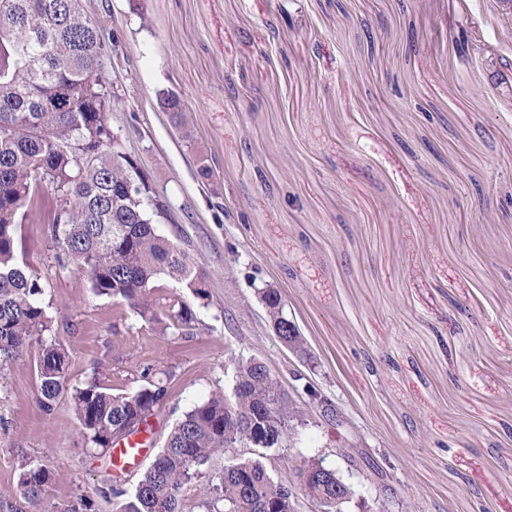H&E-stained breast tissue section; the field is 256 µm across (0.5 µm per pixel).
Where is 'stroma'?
<instances>
[{"label": "stroma", "mask_w": 512, "mask_h": 512, "mask_svg": "<svg viewBox=\"0 0 512 512\" xmlns=\"http://www.w3.org/2000/svg\"><path fill=\"white\" fill-rule=\"evenodd\" d=\"M110 34L108 116L171 211L159 231L208 275L186 334L165 336L77 273H55L46 224L28 263L69 325V381L97 363L114 392L169 379L150 422L172 425L235 364L266 362L305 413L261 456L275 482L316 456L353 484L347 512H512V16L497 0H82ZM177 93L187 126L158 106ZM214 170L197 176L199 159ZM276 288L308 349L275 336ZM322 390L349 424L305 404ZM32 364L0 389V495L14 460L48 463L54 502L93 494L105 469L66 404L36 406Z\"/></svg>", "instance_id": "stroma-1"}]
</instances>
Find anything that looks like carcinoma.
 <instances>
[{
    "label": "carcinoma",
    "instance_id": "carcinoma-1",
    "mask_svg": "<svg viewBox=\"0 0 512 512\" xmlns=\"http://www.w3.org/2000/svg\"><path fill=\"white\" fill-rule=\"evenodd\" d=\"M102 50V31L84 16L80 0H0V388L11 365L36 356L39 412L50 416L66 402L85 447L110 458L114 433L166 402L168 386L148 378L132 391L113 393L97 371L83 385L70 384L71 348L57 337L46 276L25 259L22 226L32 221L44 195H53L55 206L44 223L57 266L80 273L94 296L128 306L163 334L185 331L193 313L179 297L158 294L160 281L203 299L208 276L159 233L168 204L150 179H139L135 192L125 190L136 173L112 146ZM158 103L174 126H184L178 95L164 92ZM261 301L271 323L280 326L279 291L262 289ZM277 337L304 352L297 326ZM235 371L234 404L215 391L185 412L132 487L106 474L97 498L81 494L59 505L48 498L51 469L23 454L16 460L18 497H1L0 512H98V498L112 512H183L184 488L212 469L216 454L237 446L276 448L297 418L296 411H282L278 382L256 359L239 361ZM262 410L271 420L259 433L250 419ZM299 488L317 512H343L354 496L350 484L315 458L301 469ZM200 505L204 512H293L288 491L258 458L215 473Z\"/></svg>",
    "mask_w": 512,
    "mask_h": 512
}]
</instances>
